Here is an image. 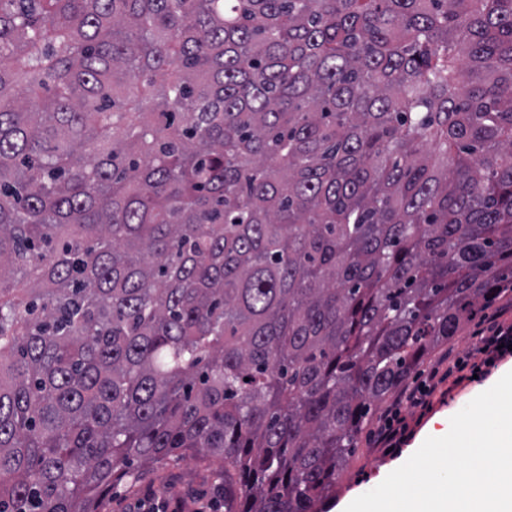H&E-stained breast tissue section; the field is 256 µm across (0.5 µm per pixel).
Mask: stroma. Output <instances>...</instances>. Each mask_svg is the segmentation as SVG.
Instances as JSON below:
<instances>
[{"instance_id":"obj_1","label":"stroma","mask_w":512,"mask_h":512,"mask_svg":"<svg viewBox=\"0 0 512 512\" xmlns=\"http://www.w3.org/2000/svg\"><path fill=\"white\" fill-rule=\"evenodd\" d=\"M476 329V322L469 323L457 336L437 347L419 368L416 380L426 379L430 369L449 356L471 364H482ZM510 371L512 356L485 367L476 379L452 387L440 384L430 398V408L402 406L401 415L412 433L402 447L394 451L381 448L374 438L377 426L392 403L386 400L373 406L367 426L336 480V493L324 505L326 512H345L354 499L375 488L390 472L405 463L427 437L444 436L458 408L467 405ZM221 467V460L216 458H188L163 470L142 471L133 483L113 488L102 504V512H137L139 502L147 491L152 494V504L162 505L180 499L185 503L184 512H195L196 508L213 497L214 488L220 480Z\"/></svg>"}]
</instances>
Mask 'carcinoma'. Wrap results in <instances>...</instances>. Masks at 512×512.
<instances>
[{"label": "carcinoma", "mask_w": 512, "mask_h": 512, "mask_svg": "<svg viewBox=\"0 0 512 512\" xmlns=\"http://www.w3.org/2000/svg\"><path fill=\"white\" fill-rule=\"evenodd\" d=\"M509 295L512 0H0V512H324ZM222 464L224 466L218 458L206 460L186 458L164 470H144L132 484H120L114 487L112 493L104 500L101 510L103 512L140 511L143 508H139L138 503L143 498V494L145 500H149L153 492L151 504L149 503L147 508L151 505H155V509L161 508L162 504L182 499L185 503L184 511L180 504L172 510L168 505L165 507L169 508V512H194L214 496L215 485L221 482ZM146 488L151 492L149 489L145 491ZM222 498L223 506H221ZM210 506L224 509V484L216 485L215 496Z\"/></svg>", "instance_id": "cac0c4a2"}]
</instances>
